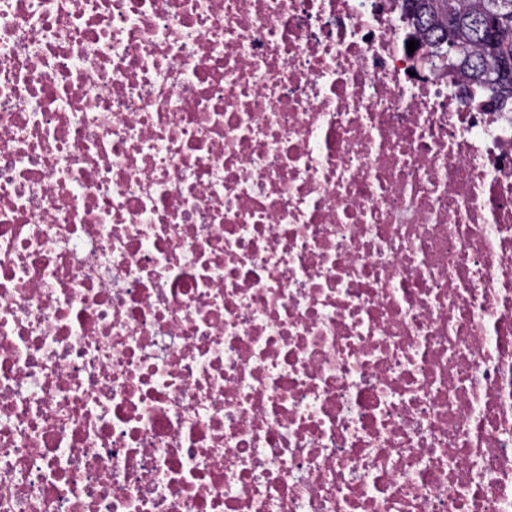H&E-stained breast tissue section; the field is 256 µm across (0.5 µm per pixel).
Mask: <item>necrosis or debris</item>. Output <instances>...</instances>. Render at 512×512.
<instances>
[{"instance_id": "obj_1", "label": "necrosis or debris", "mask_w": 512, "mask_h": 512, "mask_svg": "<svg viewBox=\"0 0 512 512\" xmlns=\"http://www.w3.org/2000/svg\"><path fill=\"white\" fill-rule=\"evenodd\" d=\"M396 0H0V512H512V111Z\"/></svg>"}]
</instances>
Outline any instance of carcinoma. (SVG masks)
I'll list each match as a JSON object with an SVG mask.
<instances>
[{"instance_id":"cac0c4a2","label":"carcinoma","mask_w":512,"mask_h":512,"mask_svg":"<svg viewBox=\"0 0 512 512\" xmlns=\"http://www.w3.org/2000/svg\"><path fill=\"white\" fill-rule=\"evenodd\" d=\"M402 8L436 50L449 44L462 49L448 68L498 102L512 103V72L489 80L481 68L487 57L512 60V0H402Z\"/></svg>"}]
</instances>
